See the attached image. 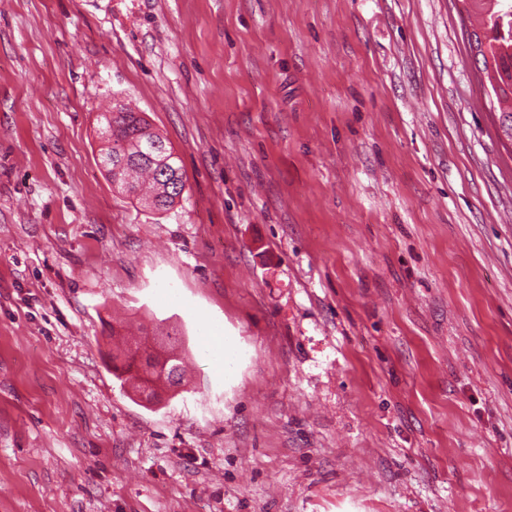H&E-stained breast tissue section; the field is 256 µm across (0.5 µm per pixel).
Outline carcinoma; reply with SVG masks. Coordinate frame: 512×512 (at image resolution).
Segmentation results:
<instances>
[{"instance_id":"1","label":"carcinoma","mask_w":512,"mask_h":512,"mask_svg":"<svg viewBox=\"0 0 512 512\" xmlns=\"http://www.w3.org/2000/svg\"><path fill=\"white\" fill-rule=\"evenodd\" d=\"M475 15H485L479 22L480 31L471 33L483 59L484 70L495 65L490 86L497 103L512 101V0H470ZM104 127L99 129L106 147L101 149L100 164L106 169L112 185L133 196L140 204L152 203L155 211H168L183 196L185 181L179 158L175 169L167 172L161 164L136 158L145 141L166 144L144 113L124 105L112 106V111L100 115ZM139 357L133 349L112 354L113 375L121 382L142 379Z\"/></svg>"}]
</instances>
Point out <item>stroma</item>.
<instances>
[{"label": "stroma", "instance_id": "35a3bbf8", "mask_svg": "<svg viewBox=\"0 0 512 512\" xmlns=\"http://www.w3.org/2000/svg\"><path fill=\"white\" fill-rule=\"evenodd\" d=\"M467 8L0 0V512H512V142ZM116 102L182 162L167 212L99 164ZM145 339L180 394L113 376Z\"/></svg>", "mask_w": 512, "mask_h": 512}]
</instances>
